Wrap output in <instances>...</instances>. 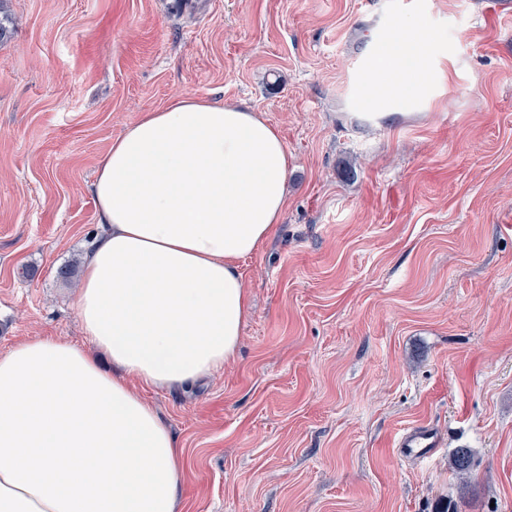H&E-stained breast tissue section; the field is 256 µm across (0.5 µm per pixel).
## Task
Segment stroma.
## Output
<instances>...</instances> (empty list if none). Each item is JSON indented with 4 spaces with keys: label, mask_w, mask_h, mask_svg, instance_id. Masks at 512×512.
Instances as JSON below:
<instances>
[{
    "label": "stroma",
    "mask_w": 512,
    "mask_h": 512,
    "mask_svg": "<svg viewBox=\"0 0 512 512\" xmlns=\"http://www.w3.org/2000/svg\"><path fill=\"white\" fill-rule=\"evenodd\" d=\"M429 88L358 81L392 24ZM0 353L86 345L93 182L142 113L189 95L261 113L288 202L240 269L237 355L141 388L181 449L184 512H512V13L493 0H0ZM430 427L438 445L398 440ZM474 452L469 482L449 466Z\"/></svg>",
    "instance_id": "obj_1"
}]
</instances>
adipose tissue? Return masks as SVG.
Listing matches in <instances>:
<instances>
[{
	"label": "adipose tissue",
	"mask_w": 512,
	"mask_h": 512,
	"mask_svg": "<svg viewBox=\"0 0 512 512\" xmlns=\"http://www.w3.org/2000/svg\"><path fill=\"white\" fill-rule=\"evenodd\" d=\"M429 44L410 22L393 26L359 98L417 94ZM287 179L266 119L192 97L113 140L77 309L115 371L49 336L0 355V512H181L178 443L129 382L187 390L235 358L249 309L239 262L280 223Z\"/></svg>",
	"instance_id": "ef3b65f1"
}]
</instances>
